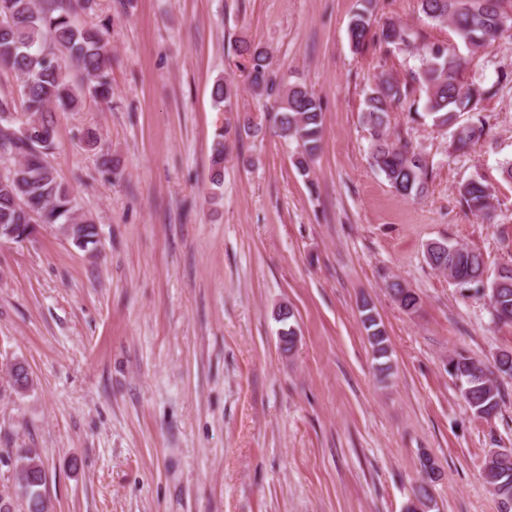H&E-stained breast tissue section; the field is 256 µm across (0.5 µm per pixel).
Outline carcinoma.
<instances>
[{
    "label": "carcinoma",
    "mask_w": 512,
    "mask_h": 512,
    "mask_svg": "<svg viewBox=\"0 0 512 512\" xmlns=\"http://www.w3.org/2000/svg\"><path fill=\"white\" fill-rule=\"evenodd\" d=\"M362 9L351 18L348 36L360 52L372 40L409 46V35L399 24L388 21L379 31L371 19L377 0H362ZM428 19L451 26L462 41L473 48L495 42L504 34L499 21L512 15V0H419ZM238 55L247 63V78L255 94L274 99L273 132L279 138L297 142L300 152L295 166L307 176L316 156L323 129L320 99L303 85L286 87L270 69L265 47L244 42ZM0 64L14 71L17 96L0 95V159L14 160L9 174L0 177V240H19L12 233L17 224H79L82 232L76 247L85 250L98 243V228L79 214L72 193L57 179L50 162L55 143L56 110L72 111L86 96L101 101L110 98L112 84L106 32L82 23L67 0H0ZM466 59L443 43L427 47L418 71L403 82L380 78L366 94L362 120L370 134V160L391 187L405 198H421L429 191L432 168L426 157L401 138L388 132L389 113L404 109L416 94L425 96L424 108L433 125L450 132L451 146L466 151L485 135L480 121L456 125L464 113L477 112L481 103L498 92V84L484 87L464 81ZM212 95L215 104L231 106L233 87L218 79ZM22 111L25 126L16 125L11 114ZM224 131L215 133L212 145L214 178L224 173ZM461 202L470 214L481 217L491 209V192L476 175L459 190ZM87 228H82V225ZM427 263L462 281V287L482 283L485 262L481 253L456 248L446 241L427 244ZM391 292L400 308L414 312L419 295L395 282ZM490 303L512 314V267H504L489 283ZM362 323L377 358L386 357V337L372 310L362 305ZM484 363L459 354L448 361V374L458 382L460 394L477 415H495L501 401L499 381L483 378ZM422 479L413 496L427 508L433 501L432 488L438 480L431 457L419 460ZM485 477L501 512H512V448H498L485 459ZM44 467L40 456L28 448L17 455L15 480L25 484L26 512H44L41 493Z\"/></svg>",
    "instance_id": "obj_1"
}]
</instances>
